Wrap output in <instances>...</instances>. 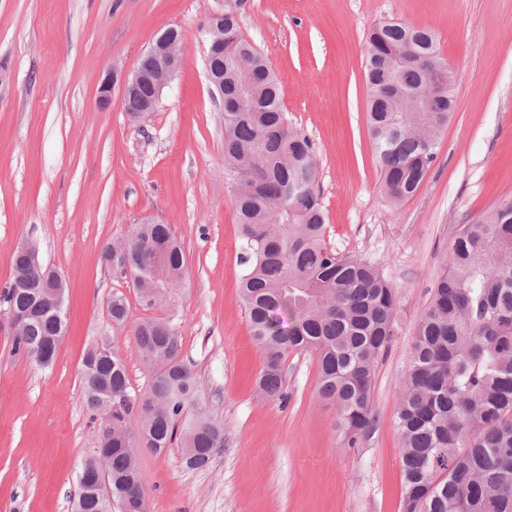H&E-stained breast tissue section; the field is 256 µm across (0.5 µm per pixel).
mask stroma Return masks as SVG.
I'll list each match as a JSON object with an SVG mask.
<instances>
[{"instance_id":"35a3bbf8","label":"stroma","mask_w":512,"mask_h":512,"mask_svg":"<svg viewBox=\"0 0 512 512\" xmlns=\"http://www.w3.org/2000/svg\"><path fill=\"white\" fill-rule=\"evenodd\" d=\"M213 0H0V289L17 245L37 243L68 287V331L50 368L0 330V512H73L77 476L96 446L81 397L85 352L110 337L132 391L150 382L133 326L173 319L224 446L206 468L180 442L136 451L147 512H400L396 427L414 334L463 225L512 201V0H244L241 29L270 61L290 124L316 148L325 240L373 266L397 294L393 336L374 375L379 424L346 448L317 395L313 353L289 351L287 403L259 397L263 360L240 296L244 242L224 168V111L205 69L199 25ZM433 29L455 110L419 190L381 189L366 123L364 59L379 22ZM183 33L180 69L155 112L127 116L121 89L98 111L112 67L132 69L156 34ZM169 225L188 276L150 308L129 272L100 252L144 219ZM123 294L128 317L107 302Z\"/></svg>"}]
</instances>
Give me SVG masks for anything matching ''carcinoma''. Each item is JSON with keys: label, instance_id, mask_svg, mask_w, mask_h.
<instances>
[{"label": "carcinoma", "instance_id": "cac0c4a2", "mask_svg": "<svg viewBox=\"0 0 512 512\" xmlns=\"http://www.w3.org/2000/svg\"><path fill=\"white\" fill-rule=\"evenodd\" d=\"M239 2L224 0V43L211 62L224 73V166L234 177L245 243L240 294L263 355L256 392L286 399L285 354L313 351L318 395L335 408L346 447L356 448L378 424L373 377L391 340L395 289L365 261L327 246L314 143L290 126L276 74L241 30ZM364 75L381 185L402 202L422 185L448 125V63L430 29L383 22L371 29ZM164 93L145 84L125 108L138 112L151 100L157 107ZM109 251L129 267L148 307L166 302L186 277L184 248L166 224H137L105 244L101 258ZM43 268L35 253L15 252L14 274L35 280ZM109 302L112 322H124L125 296L114 293ZM0 303L33 312L15 350L51 366L66 310L35 311V293L12 281ZM133 337L151 377L142 393L130 390L109 342L83 358L84 402L93 419L112 421V439L98 438L79 474L91 482L99 473L108 483L77 498L75 512H113L116 504L145 512L138 446L160 451L179 436L191 469L206 467L224 447L223 428L180 358L174 321L146 319ZM405 386L396 414L401 512H512V202L455 237L448 271L417 325Z\"/></svg>", "mask_w": 512, "mask_h": 512}]
</instances>
